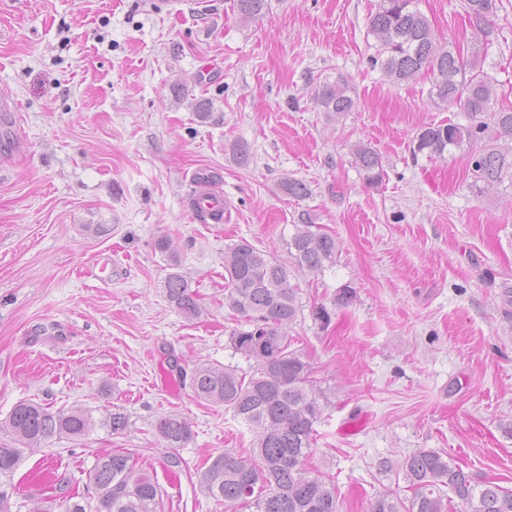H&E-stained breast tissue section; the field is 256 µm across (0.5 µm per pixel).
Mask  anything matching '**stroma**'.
Listing matches in <instances>:
<instances>
[{
  "instance_id": "stroma-1",
  "label": "stroma",
  "mask_w": 512,
  "mask_h": 512,
  "mask_svg": "<svg viewBox=\"0 0 512 512\" xmlns=\"http://www.w3.org/2000/svg\"><path fill=\"white\" fill-rule=\"evenodd\" d=\"M377 3L268 0L246 22L233 0H0V93L17 103L0 124V419L31 398L96 422L81 440L25 450L0 475V512L85 492L84 471L113 450L154 475L157 512H224L199 474L211 456L247 453L252 436L178 373L248 371L229 343L224 247L244 239L289 262L304 213L338 244L333 264L293 271L303 312L289 333L329 399L308 468L335 482L340 512L408 496L385 466L420 448L512 489V184L476 194L464 147L414 154L421 127L467 118L431 103L428 76L396 84L372 65ZM418 8L438 44L474 52L498 104L512 105V0H496L484 31L465 0ZM340 76L355 107L337 118L315 94ZM358 143L379 154L382 182L355 167ZM199 173L224 197L223 223L192 214ZM287 177L309 195H286ZM161 236L169 254L154 248ZM174 258L199 318L162 293ZM322 306L326 325L313 318ZM116 408L129 419L117 435L101 425ZM173 414L192 430L176 477L153 431Z\"/></svg>"
}]
</instances>
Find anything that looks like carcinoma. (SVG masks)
<instances>
[{
    "label": "carcinoma",
    "mask_w": 512,
    "mask_h": 512,
    "mask_svg": "<svg viewBox=\"0 0 512 512\" xmlns=\"http://www.w3.org/2000/svg\"><path fill=\"white\" fill-rule=\"evenodd\" d=\"M240 17L249 21L262 15L267 0H233ZM469 22L481 27L496 9V0H465ZM369 34L377 41L372 64L391 81L401 84L422 73L432 77L431 97L443 104L459 102L469 123L430 124L414 138V154L441 157L450 147L471 144L488 130L512 137V106L492 109L494 82L476 56L465 57L457 45L439 46L429 19L417 8V0H379L369 18ZM322 111L340 116L354 107L343 77L323 84L316 94ZM354 163L366 182L383 179L380 156L371 146L353 148ZM472 187L479 193L505 181L512 182V149L485 145L468 160ZM282 189L291 197L304 198L307 185L287 179ZM336 238L301 217L288 240V255L296 268L317 271L336 257ZM227 281L224 298L240 317L230 334L235 352L250 362V371L202 363L190 375L189 387L196 398L232 411L253 434L251 453L222 452L207 461L199 476L200 488L216 502L248 512H338L336 485L311 475L307 464L324 412L325 395L312 376L310 364L292 347L288 328L302 312L298 289L290 284L291 268L240 241L224 250ZM167 301L188 319L202 314L191 281L177 271L161 283ZM95 425L81 409L52 411L47 405L24 399L0 419V474L13 471L25 449L62 437L77 441ZM112 433L128 425L126 414L110 413L102 422ZM155 435L168 449V470H182L184 459L176 453L191 438L188 422L164 417ZM396 475L412 492L409 498L391 493L375 496L369 512H512V490L493 481L478 483L463 469L434 450L420 448L405 456ZM95 489L90 497L70 495L53 499L45 512H156L161 489L147 473L135 469L132 456L111 452L97 456L86 473Z\"/></svg>",
    "instance_id": "cac0c4a2"
}]
</instances>
